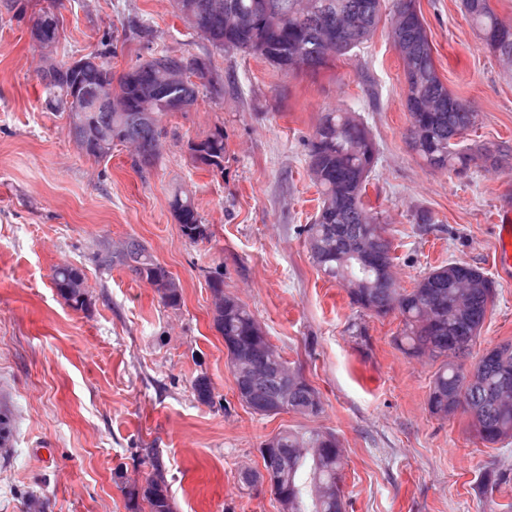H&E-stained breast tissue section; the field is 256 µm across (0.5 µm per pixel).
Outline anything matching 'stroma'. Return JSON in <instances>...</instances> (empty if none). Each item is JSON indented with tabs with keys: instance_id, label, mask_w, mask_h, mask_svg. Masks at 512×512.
<instances>
[{
	"instance_id": "stroma-1",
	"label": "stroma",
	"mask_w": 512,
	"mask_h": 512,
	"mask_svg": "<svg viewBox=\"0 0 512 512\" xmlns=\"http://www.w3.org/2000/svg\"><path fill=\"white\" fill-rule=\"evenodd\" d=\"M26 18L0 14V512H127L124 480L160 461L174 512H279L267 489L242 487L259 448L285 428L336 434L346 465L347 512H512V441L483 444L465 415H432L436 362L395 342L400 319L360 312L317 269L303 228L317 211L307 141L323 112L350 109L370 129L379 161L366 202L394 245V275L412 288L451 262L479 268L496 298L473 354L512 341V279L496 266V219L512 203V170L467 178L430 170L408 147L402 61L382 14L368 41L318 72L277 73L212 46L174 13L172 0H60L67 55L108 40L120 72L158 54L210 65L191 111L163 116L153 167L136 172L132 149L96 162L66 120L46 108L42 53ZM441 80L472 104L471 145L512 143V70L466 19L462 0H416ZM147 20L151 33L131 31ZM224 130V168L195 163L189 144ZM189 193L208 227L193 243L169 206ZM435 221L416 223L420 210ZM143 242L181 283L165 305L128 269L97 258ZM81 268L90 303L69 307L55 266ZM246 303L269 339L321 396L319 415L260 416L236 398L224 340L211 321L209 280ZM207 376L212 398L193 384ZM124 480H117L116 472Z\"/></svg>"
}]
</instances>
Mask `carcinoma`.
<instances>
[{"mask_svg":"<svg viewBox=\"0 0 512 512\" xmlns=\"http://www.w3.org/2000/svg\"><path fill=\"white\" fill-rule=\"evenodd\" d=\"M398 8L402 18L398 38L410 48L402 59L407 94L406 107L415 120L412 151L433 171L466 176L479 162L499 166L512 155L506 142L490 147L461 146V138L477 124V116L464 107L440 79L424 20L415 0H174L176 13L188 12L201 19V31L212 45L261 58L283 73L284 64L304 57L308 69L318 70L333 64L326 58V47L318 34L301 31L307 22L329 18L336 20V8L354 10L362 24L348 31V41L340 56L368 39L375 30L383 5ZM465 17L479 35L503 26L487 0H462ZM250 17L244 28L226 25L227 12ZM32 26L51 34L60 45V19L55 5L32 18ZM112 54L104 48L83 55L87 62L54 79L39 74L46 106L65 112L66 98L76 92L93 97L102 79L114 84V90L128 100L124 112L101 109L85 113L84 121L67 127L68 135L78 139L90 126L112 129V138L135 146L132 166L142 170L153 165L163 134L161 119L169 112L173 99L194 106L198 85L192 81L163 93L148 103L139 96L144 83L156 79L158 58L145 59L128 70L112 72ZM155 114L154 122H138L142 109ZM202 154L194 161L224 170V132L217 128L200 140ZM378 160L376 144L364 123L353 112L324 113L312 138L308 140V166L319 188L320 204L312 223L305 226L306 244L316 267L330 280L341 283L351 300L362 310L385 316L396 313L402 329L397 341L411 356L426 355L441 361L428 394L429 411L440 418L455 414L463 407L479 439L489 445L512 439V341L494 346V357L479 358L465 364L464 358L476 343L495 291L482 289L481 268L460 263L436 267L416 280L410 289L397 285L392 274V244L385 236L371 208L363 200L366 186ZM170 208L183 235L191 242L203 226L194 199L177 192ZM374 245L375 259L363 262L355 256L359 244ZM101 265H120L143 281L161 275L159 263L137 239L131 238L124 249L100 255ZM85 281L81 269L73 265L54 268L52 282L57 294L72 308L87 306L83 291L73 287ZM237 314L224 319L223 335L242 344L258 338L263 328L253 312L236 300ZM281 362L266 367L267 377L254 393V413L273 400L287 399L288 410L305 416L313 414L314 401L309 388L300 381L285 382L282 374H295L275 351ZM281 447L288 449V479L283 493L294 498L293 512H340L347 506L340 488L345 461L340 442L329 431L284 429L279 432ZM151 492L136 500L127 498L128 512H173L168 484L160 464L148 474Z\"/></svg>","mask_w":512,"mask_h":512,"instance_id":"carcinoma-1","label":"carcinoma"}]
</instances>
